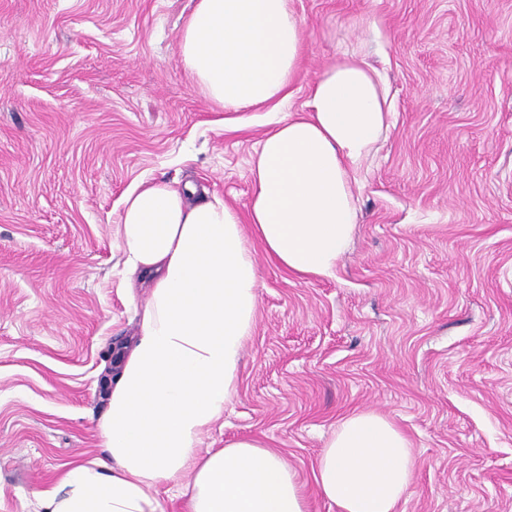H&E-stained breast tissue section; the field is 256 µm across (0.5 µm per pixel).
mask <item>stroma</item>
I'll list each match as a JSON object with an SVG mask.
<instances>
[{
	"label": "stroma",
	"mask_w": 512,
	"mask_h": 512,
	"mask_svg": "<svg viewBox=\"0 0 512 512\" xmlns=\"http://www.w3.org/2000/svg\"><path fill=\"white\" fill-rule=\"evenodd\" d=\"M197 0H0V512L105 457L100 423L145 291L116 224L142 182L238 212L279 117L344 54L382 75L389 129L354 188L332 278L257 252L256 323L203 449L251 438L312 483L340 417L388 416L414 483L398 512H512V0H289L304 49L279 112L194 87Z\"/></svg>",
	"instance_id": "stroma-1"
}]
</instances>
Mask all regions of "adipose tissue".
<instances>
[{"label":"adipose tissue","mask_w":512,"mask_h":512,"mask_svg":"<svg viewBox=\"0 0 512 512\" xmlns=\"http://www.w3.org/2000/svg\"><path fill=\"white\" fill-rule=\"evenodd\" d=\"M288 0H198L179 54L207 97L240 112L288 96L303 54ZM304 117L282 118L251 160L246 214L199 198L193 184L129 192L117 226L125 285L149 298L123 350L100 429L108 459L72 467L49 493L50 512H164L161 486L186 512H309L288 461L261 441L201 452L224 414L258 308L250 240L288 273L328 278L356 227L357 176L389 125L387 93L354 54L313 83ZM416 458L387 416H344L320 450L314 480L338 512H398Z\"/></svg>","instance_id":"ef3b65f1"}]
</instances>
